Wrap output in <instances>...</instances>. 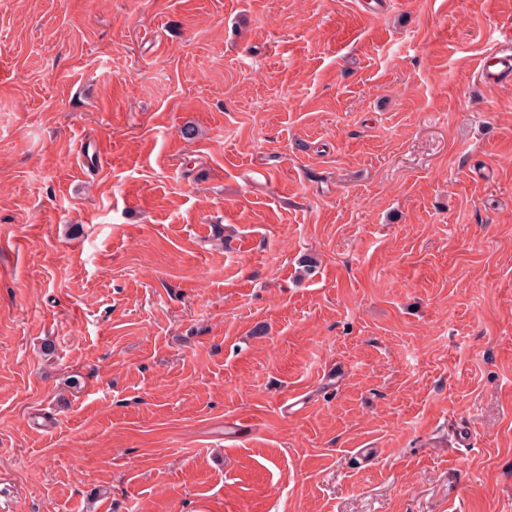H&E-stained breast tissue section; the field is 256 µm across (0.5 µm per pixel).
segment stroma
<instances>
[{
	"label": "stroma",
	"instance_id": "stroma-1",
	"mask_svg": "<svg viewBox=\"0 0 512 512\" xmlns=\"http://www.w3.org/2000/svg\"><path fill=\"white\" fill-rule=\"evenodd\" d=\"M509 29L0 0V512H512ZM479 72L488 84H496L512 76V35L509 32L504 40L490 54L479 62Z\"/></svg>",
	"mask_w": 512,
	"mask_h": 512
}]
</instances>
